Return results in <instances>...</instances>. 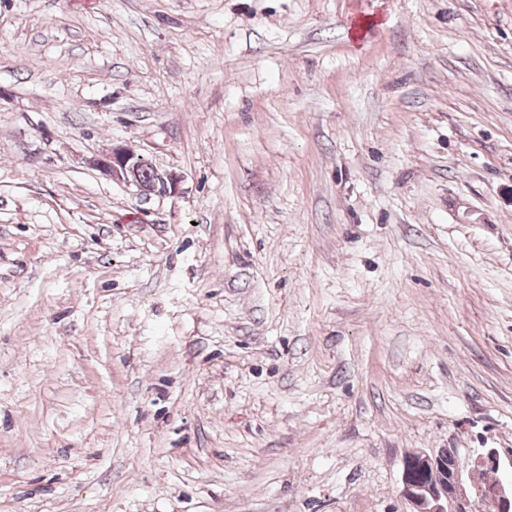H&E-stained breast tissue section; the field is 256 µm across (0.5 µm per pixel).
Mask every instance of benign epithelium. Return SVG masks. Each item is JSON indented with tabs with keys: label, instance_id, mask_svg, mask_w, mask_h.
I'll use <instances>...</instances> for the list:
<instances>
[{
	"label": "benign epithelium",
	"instance_id": "obj_1",
	"mask_svg": "<svg viewBox=\"0 0 512 512\" xmlns=\"http://www.w3.org/2000/svg\"><path fill=\"white\" fill-rule=\"evenodd\" d=\"M145 156L126 146H116L98 158L95 166L104 175L124 183L145 200L179 193L181 177L174 171L154 168L153 177L141 175ZM452 448L436 452H412L402 460L401 494L412 505L411 512H481L490 506L494 512H512V482L495 479L465 488ZM475 471L497 472L501 457L497 449L486 448L472 462Z\"/></svg>",
	"mask_w": 512,
	"mask_h": 512
}]
</instances>
